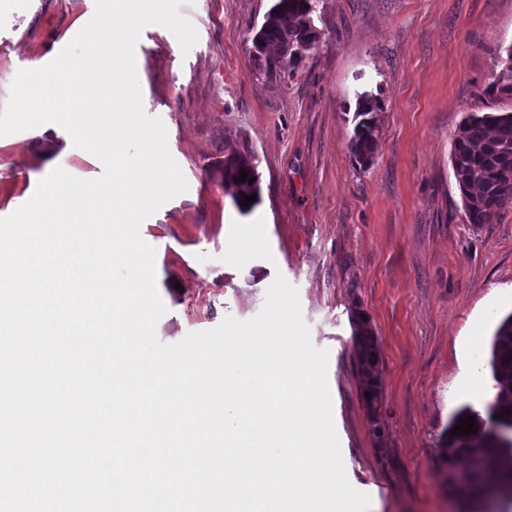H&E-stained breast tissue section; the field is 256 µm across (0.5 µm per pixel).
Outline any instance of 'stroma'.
I'll return each instance as SVG.
<instances>
[{
  "instance_id": "obj_1",
  "label": "stroma",
  "mask_w": 512,
  "mask_h": 512,
  "mask_svg": "<svg viewBox=\"0 0 512 512\" xmlns=\"http://www.w3.org/2000/svg\"><path fill=\"white\" fill-rule=\"evenodd\" d=\"M272 0H187L198 32L182 52L167 28L135 47L145 112L159 117L188 190L140 226L167 308L156 336L180 342L248 320L283 276L314 347L329 352L333 419L350 484L369 512H466L445 490L436 448L452 415L485 412L493 336L512 314V208L474 226L450 162L463 119L484 111L512 0H322L325 41L284 82L257 75L248 25ZM96 0H0V107L22 69L48 65ZM379 97L372 167L348 150L354 92ZM258 156L261 202L241 215L224 192L226 138ZM93 180L104 166L45 127L0 137V218L54 168ZM378 338L379 406L363 397L355 315ZM482 378L483 391L470 381Z\"/></svg>"
}]
</instances>
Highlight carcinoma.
Returning a JSON list of instances; mask_svg holds the SVG:
<instances>
[{
    "label": "carcinoma",
    "instance_id": "1",
    "mask_svg": "<svg viewBox=\"0 0 512 512\" xmlns=\"http://www.w3.org/2000/svg\"><path fill=\"white\" fill-rule=\"evenodd\" d=\"M322 0H274L258 24L248 27L249 50L255 72L269 82H282L293 77L313 57L314 52L301 46L316 44L314 29L323 21ZM499 70L492 72L482 94L495 110L473 112L461 123L451 150V166L460 192L465 219L480 226L491 224L503 208L512 204V43L497 48ZM352 134L348 149L352 160L362 170L369 169L379 145L380 100L367 93L354 95ZM246 170L253 183L239 181ZM224 191L237 211L247 215L261 202L258 157L247 142L224 141ZM256 196L245 208L244 196ZM360 321L358 354L363 390L369 409L378 402L377 336L367 328L363 313ZM490 366L497 393L487 406V415L463 408L451 419L438 444V457L443 469L464 457L471 465H480L476 478L481 497L501 489L512 491V434L504 437L496 427L512 428V319L505 318L495 332ZM474 416L478 431L454 436L451 430L459 419Z\"/></svg>",
    "mask_w": 512,
    "mask_h": 512
}]
</instances>
